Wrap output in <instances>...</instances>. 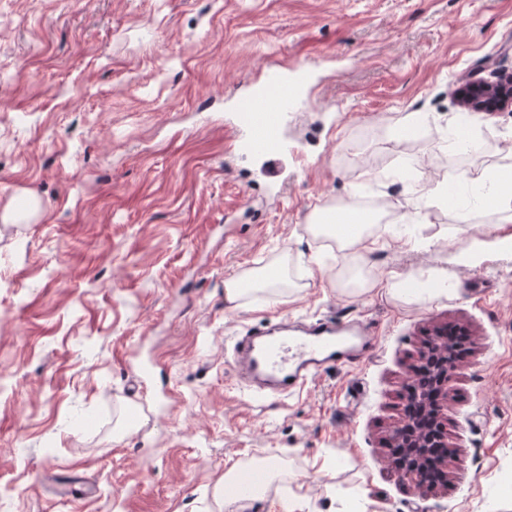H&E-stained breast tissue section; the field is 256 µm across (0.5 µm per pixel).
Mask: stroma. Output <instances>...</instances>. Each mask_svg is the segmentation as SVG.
Instances as JSON below:
<instances>
[{"instance_id":"35a3bbf8","label":"stroma","mask_w":512,"mask_h":512,"mask_svg":"<svg viewBox=\"0 0 512 512\" xmlns=\"http://www.w3.org/2000/svg\"><path fill=\"white\" fill-rule=\"evenodd\" d=\"M273 64L308 100L279 189L224 128ZM499 73L512 0H0V512H225V472L260 456L283 474L243 512H512V223L480 203L459 223L447 195L512 172V109L475 113L479 153L448 151L460 82ZM415 159L434 208L396 176ZM364 194L413 235L376 230L368 253L310 231ZM282 263L290 288L225 303ZM354 266L374 289L348 288ZM327 316L367 326L366 360L241 387L235 336ZM442 325L472 353L443 410L448 483L426 493L383 439ZM50 472L97 491L59 500Z\"/></svg>"}]
</instances>
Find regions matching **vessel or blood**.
<instances>
[{
  "label": "vessel or blood",
  "instance_id": "b4317fda",
  "mask_svg": "<svg viewBox=\"0 0 512 512\" xmlns=\"http://www.w3.org/2000/svg\"><path fill=\"white\" fill-rule=\"evenodd\" d=\"M273 98L255 97L245 102L232 118L240 137L238 147L265 158L268 177H277L278 157L288 152V145L277 136L288 110L303 104L299 83L286 68L270 70L265 75ZM371 348L362 324L326 317L302 328L280 324L276 330H261L243 337L234 351L240 375L248 385L290 393L302 388L323 369L359 363ZM55 493L68 499L92 495L93 486L76 478L56 482Z\"/></svg>",
  "mask_w": 512,
  "mask_h": 512
}]
</instances>
